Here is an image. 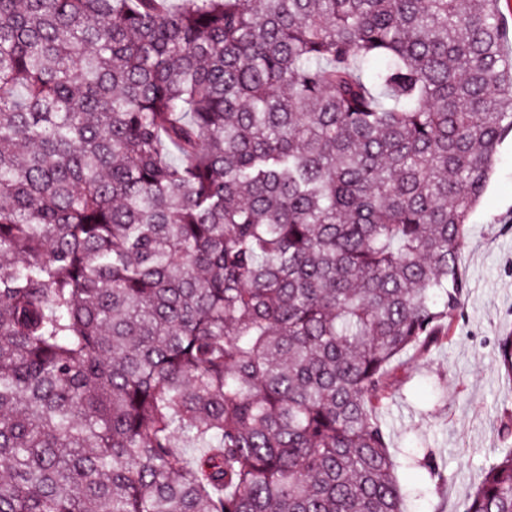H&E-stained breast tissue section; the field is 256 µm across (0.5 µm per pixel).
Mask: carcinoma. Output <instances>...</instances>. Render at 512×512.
I'll return each mask as SVG.
<instances>
[{
    "label": "carcinoma",
    "mask_w": 512,
    "mask_h": 512,
    "mask_svg": "<svg viewBox=\"0 0 512 512\" xmlns=\"http://www.w3.org/2000/svg\"><path fill=\"white\" fill-rule=\"evenodd\" d=\"M498 3L0 0V512L424 495L379 414L463 311Z\"/></svg>",
    "instance_id": "cac0c4a2"
}]
</instances>
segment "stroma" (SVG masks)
Listing matches in <instances>:
<instances>
[{
  "instance_id": "obj_1",
  "label": "stroma",
  "mask_w": 512,
  "mask_h": 512,
  "mask_svg": "<svg viewBox=\"0 0 512 512\" xmlns=\"http://www.w3.org/2000/svg\"><path fill=\"white\" fill-rule=\"evenodd\" d=\"M459 264L467 283L462 317L431 355L395 364L383 413L392 449L432 454L448 474L445 486L410 502L408 512H460L508 446L500 426L512 418V377L498 341L512 332V135L470 216Z\"/></svg>"
}]
</instances>
